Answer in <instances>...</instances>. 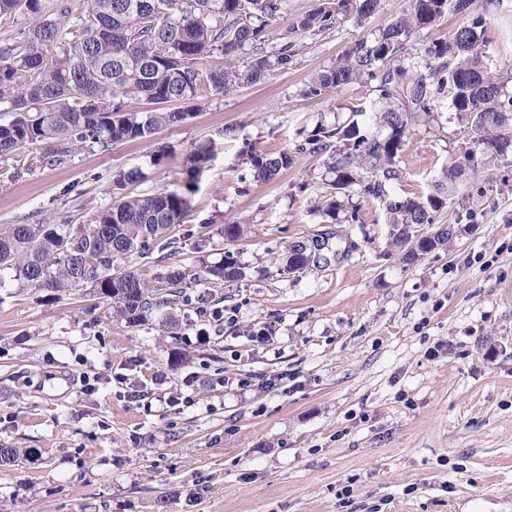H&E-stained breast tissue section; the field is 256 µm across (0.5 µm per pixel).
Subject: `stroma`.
Instances as JSON below:
<instances>
[{
  "label": "stroma",
  "mask_w": 512,
  "mask_h": 512,
  "mask_svg": "<svg viewBox=\"0 0 512 512\" xmlns=\"http://www.w3.org/2000/svg\"><path fill=\"white\" fill-rule=\"evenodd\" d=\"M405 3L381 0L363 27L296 37L288 69L150 140L21 172L0 156V227L83 224L111 205L117 171L143 173L127 194L160 191L210 144L169 236L191 264L239 222L229 248L249 266L246 282L186 289L171 309L175 338L157 320L129 325L87 291L0 288V445L42 451L0 469V512H512V165H492L498 191L479 202L480 224L408 263L377 202L361 201L359 224L311 212L322 156L297 153L262 182L243 153L294 151L318 121L350 119L368 88L303 89ZM489 20L487 63H512V0ZM469 146L453 113L412 127L390 193L428 191ZM323 233L335 260L280 272L289 243ZM174 349L190 362L172 367ZM176 392L191 406L168 407Z\"/></svg>",
  "instance_id": "35a3bbf8"
}]
</instances>
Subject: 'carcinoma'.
I'll list each match as a JSON object with an SVG mask.
<instances>
[{
	"label": "carcinoma",
	"mask_w": 512,
	"mask_h": 512,
	"mask_svg": "<svg viewBox=\"0 0 512 512\" xmlns=\"http://www.w3.org/2000/svg\"><path fill=\"white\" fill-rule=\"evenodd\" d=\"M476 0H406L384 27L351 43L303 95L321 97L354 84L372 85L375 97L352 109L362 122L320 121L295 151L278 154L245 147L254 177L268 180L293 164L294 153L325 155L332 178L312 210L336 221H360L354 195L378 202L390 236L415 261L447 246L410 247L413 224L477 223L467 202L491 197V163L512 157V65L485 60L488 19ZM380 0H334L289 21L284 43L268 49L264 31L281 17L283 0H0V156L50 165L77 149H102L124 140H149L182 123L192 107L242 84H255L293 60V38L320 34L354 19L361 24ZM462 24L446 39L413 36L447 14ZM249 56L246 70L209 68L213 56ZM469 130L471 147L455 158L427 193L392 195L387 185L409 128L436 122L441 104ZM171 103L184 107L172 109ZM46 143L36 154L26 150ZM210 147L188 157L186 180L172 188L120 195L95 210L86 224L40 222L0 229V288L9 281L57 296L89 290L131 326L152 320L184 289L202 283H239L248 266L230 250L220 260L186 265L161 257L164 271L151 284L120 263L183 223L187 194L199 182ZM316 240L293 241L282 255L287 273L328 261ZM41 456L38 448L0 446V466Z\"/></svg>",
	"instance_id": "1"
}]
</instances>
